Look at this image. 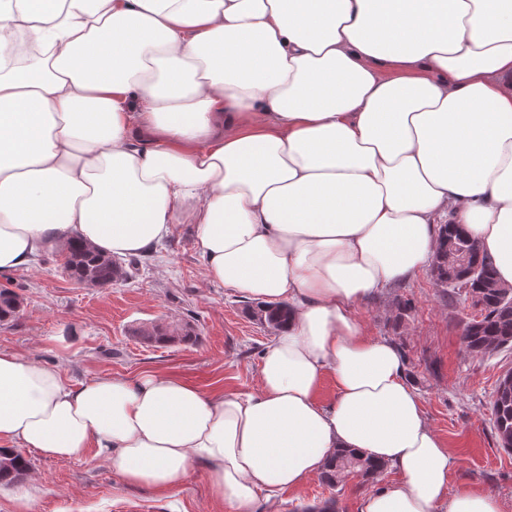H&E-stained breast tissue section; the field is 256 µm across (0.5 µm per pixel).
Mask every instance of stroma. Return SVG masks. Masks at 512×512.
<instances>
[{
	"instance_id": "stroma-1",
	"label": "stroma",
	"mask_w": 512,
	"mask_h": 512,
	"mask_svg": "<svg viewBox=\"0 0 512 512\" xmlns=\"http://www.w3.org/2000/svg\"><path fill=\"white\" fill-rule=\"evenodd\" d=\"M0 286L22 301L15 318L0 322V351L55 367L76 387L104 374L132 378L158 371L209 394L254 389L261 355L274 336L253 317L249 301L206 282L188 224L176 225L158 250L141 256L126 279L108 288L71 278L55 251L31 268L0 275ZM360 314L369 335L400 349L425 419L457 461L454 481L494 495L512 512V452L501 448L491 415L498 381L512 371V350L465 353L459 336L475 310L465 299H444L426 270L365 303ZM184 323L192 325L196 343L162 346L136 335L140 328ZM24 455L31 465L24 483L39 489L31 512H230L211 499L199 463L179 485L158 493L125 485L101 458L61 460L31 449ZM394 478L388 469L362 486L349 475L332 489L314 476L261 503L259 512H303L332 497L339 512H359L365 495Z\"/></svg>"
}]
</instances>
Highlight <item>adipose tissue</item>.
Segmentation results:
<instances>
[{
    "mask_svg": "<svg viewBox=\"0 0 512 512\" xmlns=\"http://www.w3.org/2000/svg\"><path fill=\"white\" fill-rule=\"evenodd\" d=\"M443 217L512 287V0H0V274L190 224L207 282L288 307L254 391L0 351V442L158 492L198 462L233 512L345 448L397 474L361 512H503L360 315Z\"/></svg>",
    "mask_w": 512,
    "mask_h": 512,
    "instance_id": "adipose-tissue-1",
    "label": "adipose tissue"
}]
</instances>
